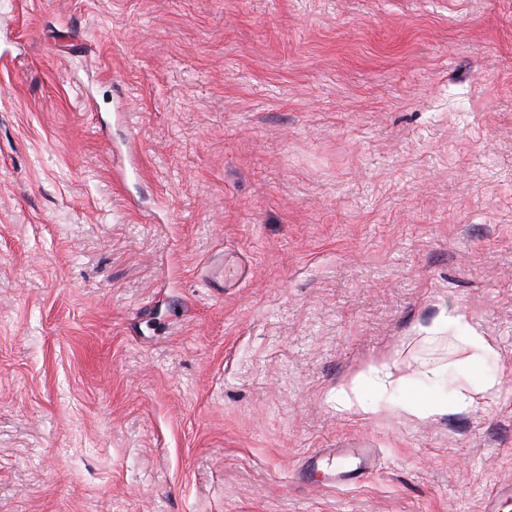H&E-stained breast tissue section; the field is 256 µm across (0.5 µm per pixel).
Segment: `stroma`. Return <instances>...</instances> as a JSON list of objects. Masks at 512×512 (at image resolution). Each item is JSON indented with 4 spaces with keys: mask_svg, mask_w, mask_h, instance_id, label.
<instances>
[{
    "mask_svg": "<svg viewBox=\"0 0 512 512\" xmlns=\"http://www.w3.org/2000/svg\"><path fill=\"white\" fill-rule=\"evenodd\" d=\"M462 307L500 358L429 338ZM388 360L444 416L342 410ZM346 448L360 478L310 458ZM512 487V0H0V512H484ZM361 377H364V374H360L354 380L338 386L336 388V402L342 406L344 410L365 419L375 415L380 408L367 403L362 398Z\"/></svg>",
    "mask_w": 512,
    "mask_h": 512,
    "instance_id": "stroma-1",
    "label": "stroma"
}]
</instances>
